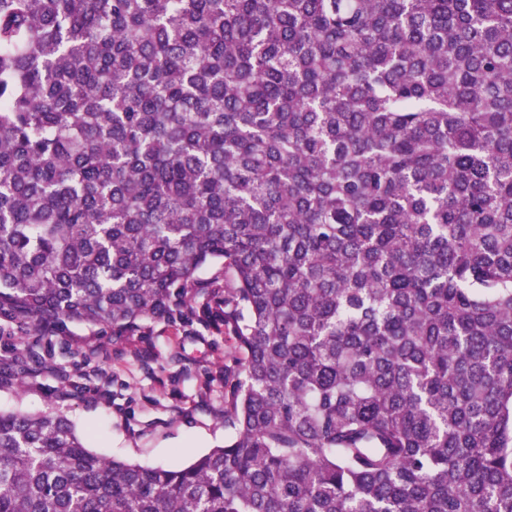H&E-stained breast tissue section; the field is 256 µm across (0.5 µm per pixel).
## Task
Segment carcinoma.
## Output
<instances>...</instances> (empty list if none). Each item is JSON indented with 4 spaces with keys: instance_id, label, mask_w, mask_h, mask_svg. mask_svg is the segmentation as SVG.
Instances as JSON below:
<instances>
[{
    "instance_id": "obj_1",
    "label": "carcinoma",
    "mask_w": 512,
    "mask_h": 512,
    "mask_svg": "<svg viewBox=\"0 0 512 512\" xmlns=\"http://www.w3.org/2000/svg\"><path fill=\"white\" fill-rule=\"evenodd\" d=\"M195 320L230 441L0 413V512H512V0H0V381Z\"/></svg>"
}]
</instances>
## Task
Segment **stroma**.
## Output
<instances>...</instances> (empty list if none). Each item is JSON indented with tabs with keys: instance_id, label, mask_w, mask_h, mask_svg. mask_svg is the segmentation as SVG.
Returning a JSON list of instances; mask_svg holds the SVG:
<instances>
[{
	"instance_id": "1",
	"label": "stroma",
	"mask_w": 512,
	"mask_h": 512,
	"mask_svg": "<svg viewBox=\"0 0 512 512\" xmlns=\"http://www.w3.org/2000/svg\"><path fill=\"white\" fill-rule=\"evenodd\" d=\"M92 362L64 359L70 376L44 372L22 385H0V411L38 413L55 407L92 451L153 466L177 467L234 434L224 424V375L242 360L214 327L176 329L154 324L152 335L97 340L78 326ZM86 384L72 395L70 382Z\"/></svg>"
}]
</instances>
